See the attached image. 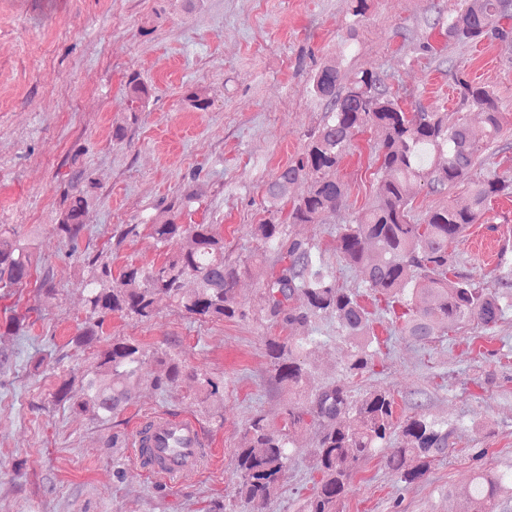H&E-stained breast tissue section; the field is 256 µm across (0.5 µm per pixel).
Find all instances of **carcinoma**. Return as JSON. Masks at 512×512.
I'll use <instances>...</instances> for the list:
<instances>
[{"mask_svg": "<svg viewBox=\"0 0 512 512\" xmlns=\"http://www.w3.org/2000/svg\"><path fill=\"white\" fill-rule=\"evenodd\" d=\"M512 0H466L465 8L443 17L433 26L445 28L448 39L459 44L512 38ZM454 70L461 101L484 116L482 134L462 121L450 127L443 112L405 111L398 96L372 72L348 77L334 65H323L312 78L314 95L325 102L321 123L308 136L304 149L279 170L266 190L269 217L252 225V235L271 269L262 284L261 311L275 324H307L334 315L342 335L353 341L347 370L359 374L374 364L377 351L371 312L358 295L342 288L323 260L320 246L294 235V224H318L326 212L345 196L337 171L356 136L374 129L379 140L374 147L378 186L372 204L343 225L336 237V252L350 268L362 273L365 286L405 336L427 343L452 326L476 322L494 327L512 312V266H504L495 286L481 288L453 271L448 252L462 233L479 224L488 203L497 196H512V179L497 175L475 178L476 160L501 137L504 113L494 90L476 82L449 63ZM131 122L152 96L151 87L138 76L125 82ZM185 100L204 111L210 101L198 88L186 90ZM83 151L70 158L66 206L54 231L64 236L70 251L78 252L84 232V216L96 181L82 163ZM300 180L308 191L281 216L280 204ZM470 184V204H448L429 210L419 219L410 215L407 196L410 184L420 182L433 193H442L461 183ZM151 237L164 245L174 237L187 240L186 247L165 256L159 264H128L115 278L108 263L96 255L87 259L86 306L91 324L75 336L77 347L97 339V328L113 314L149 322L155 302L167 298L199 322L242 317L235 286L238 268L226 263L224 236L214 224H180L176 216L151 224ZM29 247L6 225H0V288H24L31 278ZM313 340L291 336L270 339L266 350L273 364L275 384L288 392H301L306 371L301 362ZM146 356L133 339H114L96 361L81 372V393L70 396L71 382H63L54 398L99 423L111 420L135 398L142 385L141 364ZM163 372L153 386L168 391L185 376V369L167 352L157 355ZM197 397L203 404L218 397L219 384L207 374L191 372ZM313 424L320 429L313 456L318 479L303 512H343L350 481L363 461L374 457L398 432L401 448L386 457V467L397 481L411 485L425 478L437 458L446 454L450 434L421 409L402 421L395 415L390 392L374 389L355 398L343 385L322 388L307 405L288 408L286 425L276 430L255 417L249 423L235 452L240 478L233 498L244 503L276 497L294 454L293 433ZM152 423L142 430L144 464H159L148 445ZM512 492V472L482 470L472 479V489L459 512H495L498 498Z\"/></svg>", "mask_w": 512, "mask_h": 512, "instance_id": "1", "label": "carcinoma"}]
</instances>
